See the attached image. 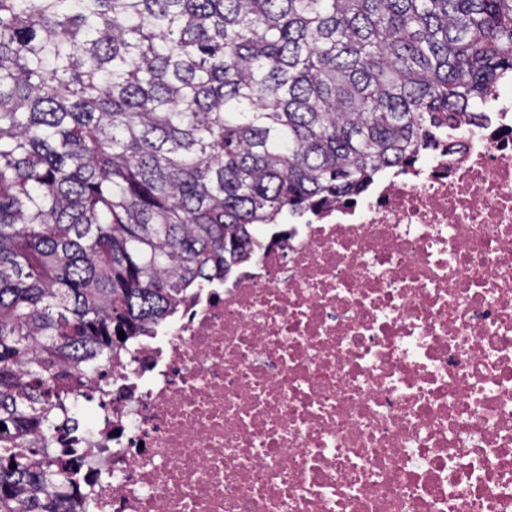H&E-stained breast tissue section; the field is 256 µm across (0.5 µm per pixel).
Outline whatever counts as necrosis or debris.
Instances as JSON below:
<instances>
[{"label":"necrosis or debris","instance_id":"1","mask_svg":"<svg viewBox=\"0 0 512 512\" xmlns=\"http://www.w3.org/2000/svg\"><path fill=\"white\" fill-rule=\"evenodd\" d=\"M422 165L256 229L107 385L69 512H512V86Z\"/></svg>","mask_w":512,"mask_h":512}]
</instances>
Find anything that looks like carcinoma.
<instances>
[{
    "instance_id": "cac0c4a2",
    "label": "carcinoma",
    "mask_w": 512,
    "mask_h": 512,
    "mask_svg": "<svg viewBox=\"0 0 512 512\" xmlns=\"http://www.w3.org/2000/svg\"><path fill=\"white\" fill-rule=\"evenodd\" d=\"M508 79L512 0H0V512H64L70 381Z\"/></svg>"
}]
</instances>
